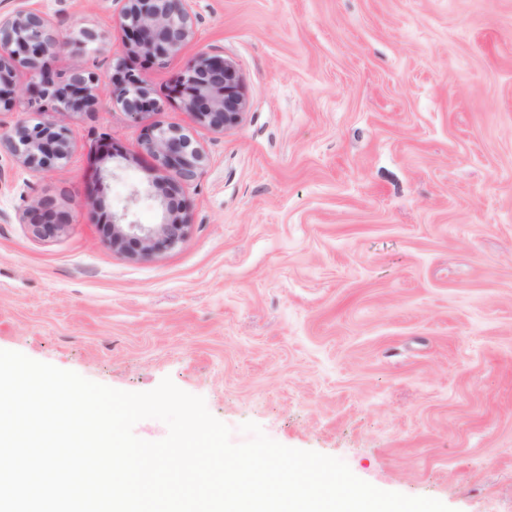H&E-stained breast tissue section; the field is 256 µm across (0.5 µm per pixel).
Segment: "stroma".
I'll return each instance as SVG.
<instances>
[{"label":"stroma","mask_w":512,"mask_h":512,"mask_svg":"<svg viewBox=\"0 0 512 512\" xmlns=\"http://www.w3.org/2000/svg\"><path fill=\"white\" fill-rule=\"evenodd\" d=\"M38 4L59 76L106 85L122 0ZM191 39L146 68L159 109L100 97L62 116L66 161L0 151V349L125 391L164 377L243 422L344 460L375 487L452 512H512V0H189ZM218 52L244 76L240 123H199L166 89ZM181 127L205 154L180 180L138 150ZM110 136L123 156L100 158ZM176 184L189 227L132 259L103 215L156 224ZM64 216L36 235L43 198Z\"/></svg>","instance_id":"obj_1"}]
</instances>
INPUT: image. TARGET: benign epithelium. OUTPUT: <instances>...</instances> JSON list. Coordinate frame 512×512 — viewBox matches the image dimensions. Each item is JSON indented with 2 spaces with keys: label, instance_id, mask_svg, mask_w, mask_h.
Masks as SVG:
<instances>
[{
  "label": "benign epithelium",
  "instance_id": "obj_1",
  "mask_svg": "<svg viewBox=\"0 0 512 512\" xmlns=\"http://www.w3.org/2000/svg\"><path fill=\"white\" fill-rule=\"evenodd\" d=\"M121 21L125 52L146 61L163 59L181 51L193 33L188 0H124ZM46 15L36 7H25L0 17V112L14 105L16 77L33 76L26 93L32 111L49 116L33 125L20 123L10 132H0L22 164L41 173L69 155L67 129L54 119L57 114L90 112L98 103L100 88L95 73L77 69L66 80L53 70L51 60L67 49ZM244 78L233 63L218 54L201 53L168 90L198 121L216 130L236 127L246 110ZM111 101L136 116L157 110V100L140 70L119 62L106 88ZM139 148L160 169L174 170L189 181L203 168L202 150L178 126H149L141 135ZM178 189L157 183L146 194L160 199L162 220L158 224H134L128 213L106 217L105 242L130 258L146 257L175 246L187 233V206L176 199ZM25 220L41 236L63 228L62 215L54 200H44Z\"/></svg>",
  "mask_w": 512,
  "mask_h": 512
}]
</instances>
